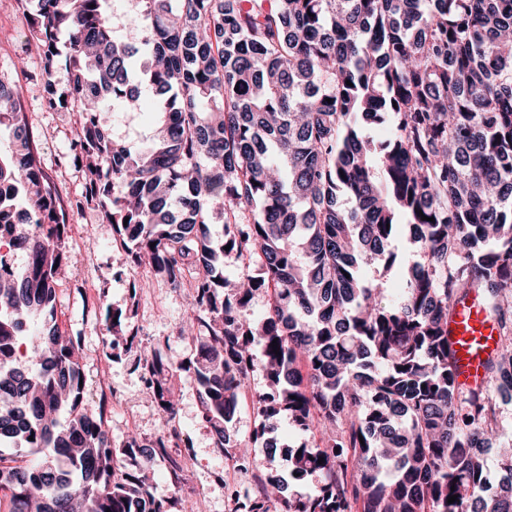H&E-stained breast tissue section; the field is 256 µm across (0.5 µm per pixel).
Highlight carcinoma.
<instances>
[{
  "instance_id": "obj_1",
  "label": "carcinoma",
  "mask_w": 512,
  "mask_h": 512,
  "mask_svg": "<svg viewBox=\"0 0 512 512\" xmlns=\"http://www.w3.org/2000/svg\"><path fill=\"white\" fill-rule=\"evenodd\" d=\"M19 2L45 103L76 113L86 198L124 263L190 288L181 338L202 419L221 455L265 470L248 512H512V451L495 479L482 457L512 398V0H136L139 47L114 35L108 0ZM143 96L157 129L135 149L105 115ZM2 127L13 194L0 216L18 224L0 247L25 257L0 275L4 512H193L167 454L182 441L168 342L141 358L165 424L114 443L86 403L81 337L57 323L71 224L0 75ZM400 226L410 256L393 246ZM231 254L261 263L242 290L224 279ZM473 293L501 345L480 387L458 382L448 339ZM104 323L117 342L122 312L106 307ZM257 370L268 388L249 397ZM248 397L262 462L229 432ZM280 414L319 434L288 449L286 475ZM161 459L170 498L145 474Z\"/></svg>"
}]
</instances>
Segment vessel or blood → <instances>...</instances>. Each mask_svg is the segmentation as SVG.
Wrapping results in <instances>:
<instances>
[{"label": "vessel or blood", "mask_w": 512, "mask_h": 512, "mask_svg": "<svg viewBox=\"0 0 512 512\" xmlns=\"http://www.w3.org/2000/svg\"><path fill=\"white\" fill-rule=\"evenodd\" d=\"M448 336L456 352L460 381L473 386L481 384L482 363L496 348V332L475 298L457 305L448 323Z\"/></svg>", "instance_id": "vessel-or-blood-1"}]
</instances>
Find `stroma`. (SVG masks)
<instances>
[{
    "mask_svg": "<svg viewBox=\"0 0 512 512\" xmlns=\"http://www.w3.org/2000/svg\"><path fill=\"white\" fill-rule=\"evenodd\" d=\"M21 58L26 66L16 70L17 90L29 131L73 223L68 242L73 260L58 286V323L62 331L82 340L81 365L88 397L98 400L105 386L115 392L117 404L108 414L114 441L131 435L152 440L164 424L165 414L146 394L136 363L150 346L168 340L167 356L179 367L173 381L177 420L182 438L192 450L182 489L187 494L198 493L200 512H241V502L233 492L246 490L249 481L234 477L224 483L216 479L224 460L202 419L195 374L182 366L187 351L178 333L187 316V291L142 276L124 264L118 235L103 223L97 207L86 201L82 176L67 162L75 115L64 109L46 110L39 79L41 59L36 47L29 44L26 19L16 0H0V71L15 70V62ZM104 306L122 310L131 342H113L100 316Z\"/></svg>",
    "mask_w": 512,
    "mask_h": 512,
    "instance_id": "35a3bbf8",
    "label": "stroma"
}]
</instances>
